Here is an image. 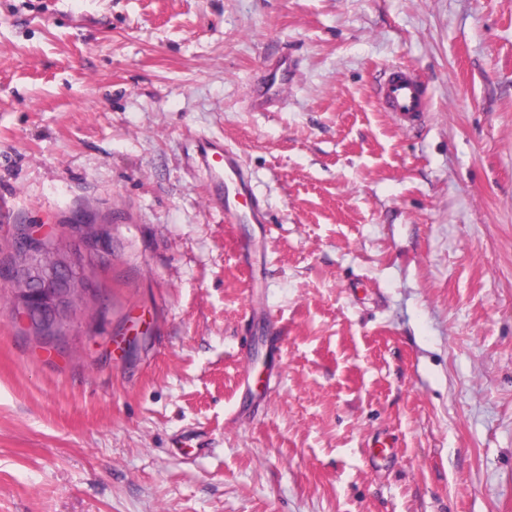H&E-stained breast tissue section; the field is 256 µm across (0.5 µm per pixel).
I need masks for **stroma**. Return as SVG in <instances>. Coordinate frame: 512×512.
Returning <instances> with one entry per match:
<instances>
[{
    "label": "stroma",
    "instance_id": "obj_1",
    "mask_svg": "<svg viewBox=\"0 0 512 512\" xmlns=\"http://www.w3.org/2000/svg\"><path fill=\"white\" fill-rule=\"evenodd\" d=\"M23 226L96 300L0 313V512H512V0H0V287ZM293 70L288 59L283 60L277 67L270 70L268 76V96L256 104V109L267 110L269 102L288 84L289 73ZM380 98L387 112H394L401 118H410L424 112V89L406 69L390 71L381 88ZM204 165L211 175L223 182L224 212L232 221H239L242 212L259 219V204L248 188L232 152L223 148L204 149Z\"/></svg>",
    "mask_w": 512,
    "mask_h": 512
}]
</instances>
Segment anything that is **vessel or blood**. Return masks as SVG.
<instances>
[{
  "mask_svg": "<svg viewBox=\"0 0 512 512\" xmlns=\"http://www.w3.org/2000/svg\"><path fill=\"white\" fill-rule=\"evenodd\" d=\"M381 102L386 111L403 118L416 116L425 108V92L405 69L391 70L381 88ZM204 164L211 175L223 182L224 212L232 221H239L242 214L258 218L259 204L250 191L232 152L212 148L204 152Z\"/></svg>",
  "mask_w": 512,
  "mask_h": 512,
  "instance_id": "b4317fda",
  "label": "vessel or blood"
}]
</instances>
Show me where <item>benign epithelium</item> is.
<instances>
[{"instance_id": "7a95c632", "label": "benign epithelium", "mask_w": 512, "mask_h": 512, "mask_svg": "<svg viewBox=\"0 0 512 512\" xmlns=\"http://www.w3.org/2000/svg\"><path fill=\"white\" fill-rule=\"evenodd\" d=\"M86 229L80 214L73 218L69 234L90 249L98 247L99 240ZM14 248L23 261L11 271L9 282L23 296L22 309L29 321L64 324L73 312L88 306L90 287L79 271L76 252L57 251L51 242L30 233L16 238Z\"/></svg>"}]
</instances>
